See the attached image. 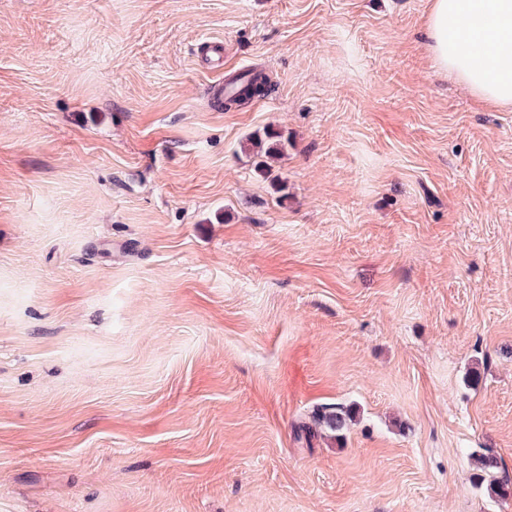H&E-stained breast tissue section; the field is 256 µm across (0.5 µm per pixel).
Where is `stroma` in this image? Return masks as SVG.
<instances>
[{"mask_svg":"<svg viewBox=\"0 0 512 512\" xmlns=\"http://www.w3.org/2000/svg\"><path fill=\"white\" fill-rule=\"evenodd\" d=\"M428 10L0 0V512H512V109ZM267 79L260 73L245 72L235 76L229 81V90L224 95L225 82L220 81L213 85L214 96L224 95V108L231 109L233 106H239L244 101L255 97H262L266 92ZM252 147L259 149V152L264 150V154L268 157L282 156L288 150V136L285 137L283 132L277 130L266 129L263 134L255 132L249 136L248 140ZM353 422V414L348 409L335 406L322 407L316 413L315 423L321 431L338 440L344 436V431ZM474 454L473 459L477 470L478 486L485 485L492 500L499 501L512 497V480L506 474H500V461L492 449Z\"/></svg>","mask_w":512,"mask_h":512,"instance_id":"stroma-1","label":"stroma"}]
</instances>
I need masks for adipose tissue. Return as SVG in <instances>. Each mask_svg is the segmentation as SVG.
Instances as JSON below:
<instances>
[{"instance_id":"obj_1","label":"adipose tissue","mask_w":512,"mask_h":512,"mask_svg":"<svg viewBox=\"0 0 512 512\" xmlns=\"http://www.w3.org/2000/svg\"><path fill=\"white\" fill-rule=\"evenodd\" d=\"M427 49L478 100L512 107V0H430Z\"/></svg>"}]
</instances>
